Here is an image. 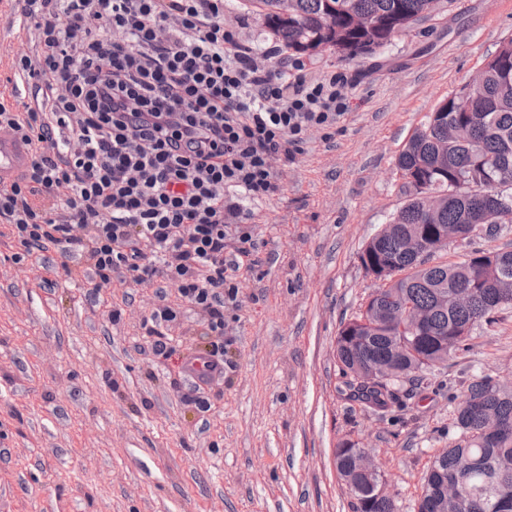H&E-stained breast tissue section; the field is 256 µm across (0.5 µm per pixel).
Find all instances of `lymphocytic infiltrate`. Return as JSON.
Returning a JSON list of instances; mask_svg holds the SVG:
<instances>
[{
  "label": "lymphocytic infiltrate",
  "instance_id": "1",
  "mask_svg": "<svg viewBox=\"0 0 512 512\" xmlns=\"http://www.w3.org/2000/svg\"><path fill=\"white\" fill-rule=\"evenodd\" d=\"M23 51L0 85V128L34 148L0 186L25 250L60 247L95 287L161 277L224 326L228 270L256 243L242 199L280 188L311 128L348 108L343 76L300 74L224 28V0H12ZM240 200L225 197V190Z\"/></svg>",
  "mask_w": 512,
  "mask_h": 512
}]
</instances>
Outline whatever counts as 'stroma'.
<instances>
[{"label": "stroma", "instance_id": "1", "mask_svg": "<svg viewBox=\"0 0 512 512\" xmlns=\"http://www.w3.org/2000/svg\"><path fill=\"white\" fill-rule=\"evenodd\" d=\"M224 26L276 43L238 0H224ZM510 38L512 0H453L375 55L305 60L346 76L349 107L282 165L276 195L245 201L259 250L234 274L223 330L172 285L98 290L56 248L17 260L0 224V512H354L334 462L345 442L416 512L469 380L512 382V308L382 415L350 400L336 336L376 287L363 245L406 201L399 152ZM164 306L176 320L153 324ZM214 348L224 372L196 390L183 365Z\"/></svg>", "mask_w": 512, "mask_h": 512}]
</instances>
